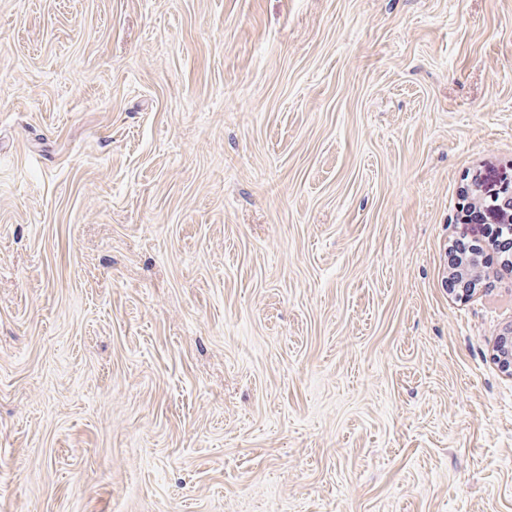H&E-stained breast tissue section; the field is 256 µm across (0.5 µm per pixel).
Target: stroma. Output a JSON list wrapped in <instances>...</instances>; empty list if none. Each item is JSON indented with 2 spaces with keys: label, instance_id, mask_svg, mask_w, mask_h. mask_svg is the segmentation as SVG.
<instances>
[{
  "label": "stroma",
  "instance_id": "stroma-1",
  "mask_svg": "<svg viewBox=\"0 0 512 512\" xmlns=\"http://www.w3.org/2000/svg\"><path fill=\"white\" fill-rule=\"evenodd\" d=\"M512 0H0V512H512Z\"/></svg>",
  "mask_w": 512,
  "mask_h": 512
}]
</instances>
